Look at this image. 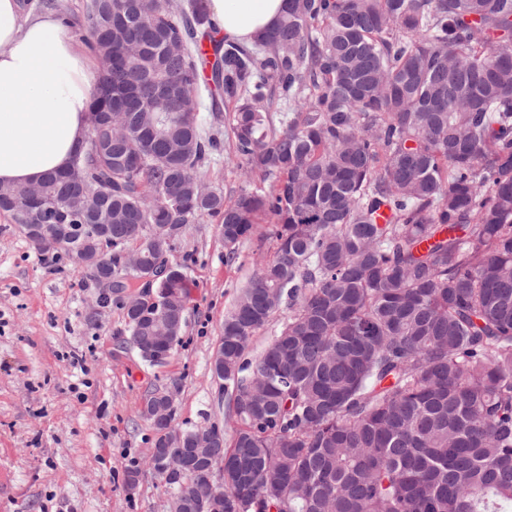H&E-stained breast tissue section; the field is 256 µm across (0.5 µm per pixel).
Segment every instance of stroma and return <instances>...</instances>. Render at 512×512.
<instances>
[{
	"label": "stroma",
	"mask_w": 512,
	"mask_h": 512,
	"mask_svg": "<svg viewBox=\"0 0 512 512\" xmlns=\"http://www.w3.org/2000/svg\"><path fill=\"white\" fill-rule=\"evenodd\" d=\"M200 177L229 201L246 185L227 150ZM271 229L257 224L228 262L216 224L186 225L170 261L189 277L187 324L153 366L127 344L121 306L98 307L85 272L63 252H37L0 213V512H170L173 490L144 462L156 434L140 405L173 389L177 425L216 424L232 438L211 361L225 314L274 253Z\"/></svg>",
	"instance_id": "35a3bbf8"
}]
</instances>
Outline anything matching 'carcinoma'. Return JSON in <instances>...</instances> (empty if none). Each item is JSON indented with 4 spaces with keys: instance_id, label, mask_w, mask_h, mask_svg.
I'll use <instances>...</instances> for the list:
<instances>
[{
    "instance_id": "carcinoma-1",
    "label": "carcinoma",
    "mask_w": 512,
    "mask_h": 512,
    "mask_svg": "<svg viewBox=\"0 0 512 512\" xmlns=\"http://www.w3.org/2000/svg\"><path fill=\"white\" fill-rule=\"evenodd\" d=\"M100 71L88 140L39 198L0 187L14 224H80L56 249L112 262L129 343L186 322L188 279L127 308L142 266L208 218L225 260L271 216L274 255L224 316L236 427L220 459L165 470L224 512H504L512 504V0H289L253 43H219L206 0H90ZM234 104L232 154L256 176L231 202L199 169L202 69ZM288 121H275L282 106ZM112 225V232L99 225ZM288 317L254 359L252 337ZM153 425L176 448L197 433Z\"/></svg>"
}]
</instances>
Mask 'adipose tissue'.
Returning <instances> with one entry per match:
<instances>
[{"label":"adipose tissue","mask_w":512,"mask_h":512,"mask_svg":"<svg viewBox=\"0 0 512 512\" xmlns=\"http://www.w3.org/2000/svg\"><path fill=\"white\" fill-rule=\"evenodd\" d=\"M225 39L250 43L274 28L287 0H206ZM93 55L59 14L0 0V184L20 187L68 168L88 132Z\"/></svg>","instance_id":"ef3b65f1"}]
</instances>
